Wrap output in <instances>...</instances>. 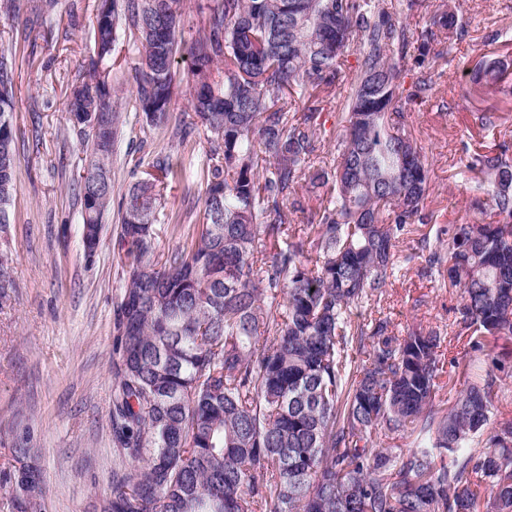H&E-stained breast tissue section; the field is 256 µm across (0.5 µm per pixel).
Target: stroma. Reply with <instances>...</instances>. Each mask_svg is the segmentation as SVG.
I'll list each match as a JSON object with an SVG mask.
<instances>
[{"mask_svg":"<svg viewBox=\"0 0 512 512\" xmlns=\"http://www.w3.org/2000/svg\"><path fill=\"white\" fill-rule=\"evenodd\" d=\"M454 2L469 33L454 48L436 46L430 61L432 98L409 105L408 124L430 168L426 220L399 245L409 254L414 239L437 227L477 217L471 208L486 182L459 162L461 146L484 152L512 144V97L477 94L469 71L496 59L512 84V41L492 42L498 29L512 30V0H427L409 25L428 24L439 5ZM209 0H184L175 58L177 95L172 115L187 117L192 90L188 71L191 44L204 24ZM98 0H57L44 22L35 13L41 0H0V49L14 70L13 126L17 156L9 222L0 226V258L7 260L15 286L0 301V474L13 464L15 445L31 448L46 484L41 512H96L112 490L118 451L112 443L113 310L123 284L125 249L119 239L121 214L111 208L93 262L83 254L81 202L77 183L80 137L66 120L64 102L74 77L90 54V32ZM137 55L133 39H117L105 66L133 107L136 86L129 69ZM493 107L497 127L480 128L475 112ZM205 139L180 146L170 131L144 137L128 123L115 148L112 184L124 194L153 174V162L168 159L183 178L164 190V223L157 226V253L182 245L199 213L205 184ZM460 291L442 275L427 274L421 260L404 264L380 303L395 335L416 326L447 332Z\"/></svg>","mask_w":512,"mask_h":512,"instance_id":"obj_1","label":"stroma"}]
</instances>
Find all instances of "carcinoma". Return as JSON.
Masks as SVG:
<instances>
[{
  "instance_id": "obj_1",
  "label": "carcinoma",
  "mask_w": 512,
  "mask_h": 512,
  "mask_svg": "<svg viewBox=\"0 0 512 512\" xmlns=\"http://www.w3.org/2000/svg\"><path fill=\"white\" fill-rule=\"evenodd\" d=\"M425 0H212L190 50V121L173 135L206 138L201 228L156 260L165 180L132 184L119 202L126 246L116 304L112 436L122 462L100 512H512V412L489 369L465 380L453 404H434L445 343L469 357L509 358L512 341V147L475 152L495 221L436 229L401 257L423 222L428 163L401 128L408 105L430 98L434 45L465 36L453 9L418 32L407 20ZM183 0H104L93 52L65 103L80 136L84 255L92 260L110 211L112 155L127 115L100 73L122 25L138 43L131 68L143 132L168 126ZM348 71L336 112V157L321 154L327 118L299 113ZM412 72L410 86L400 75ZM499 62L474 69L475 89L505 96ZM12 67L0 53V186L13 189ZM318 203L313 234L288 224L302 182ZM447 271L461 302L451 336L432 328L393 334L380 303L402 263ZM409 448L383 446L393 435ZM20 466L8 492L35 512L42 474Z\"/></svg>"
}]
</instances>
